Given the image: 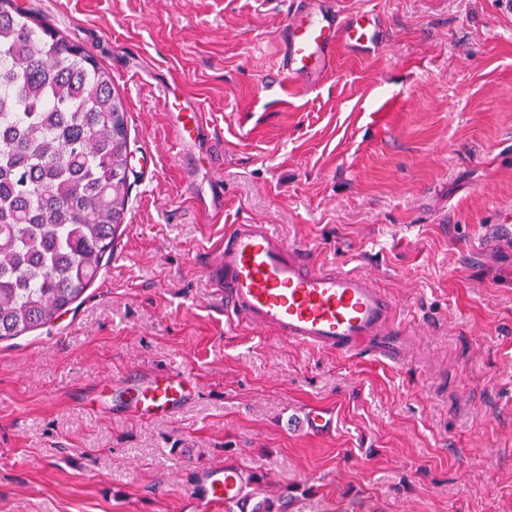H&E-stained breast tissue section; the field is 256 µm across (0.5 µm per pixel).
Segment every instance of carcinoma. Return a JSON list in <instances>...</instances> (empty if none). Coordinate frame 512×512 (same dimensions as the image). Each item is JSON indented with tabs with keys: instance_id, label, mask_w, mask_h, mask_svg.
Wrapping results in <instances>:
<instances>
[{
	"instance_id": "carcinoma-1",
	"label": "carcinoma",
	"mask_w": 512,
	"mask_h": 512,
	"mask_svg": "<svg viewBox=\"0 0 512 512\" xmlns=\"http://www.w3.org/2000/svg\"><path fill=\"white\" fill-rule=\"evenodd\" d=\"M128 156L111 75L0 0V340L53 322L90 287L127 207ZM291 498L252 512H288Z\"/></svg>"
}]
</instances>
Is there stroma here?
Listing matches in <instances>:
<instances>
[{
  "label": "stroma",
  "mask_w": 512,
  "mask_h": 512,
  "mask_svg": "<svg viewBox=\"0 0 512 512\" xmlns=\"http://www.w3.org/2000/svg\"><path fill=\"white\" fill-rule=\"evenodd\" d=\"M18 3L110 72L131 189L83 297L0 341V512H183L221 462L292 488L290 512H512V10L340 0L385 46L300 87L279 69L294 0ZM171 90L207 111L181 155ZM229 224L371 273L416 318L408 361L227 327L207 264ZM172 370L197 387L174 417L113 389Z\"/></svg>",
  "instance_id": "35a3bbf8"
}]
</instances>
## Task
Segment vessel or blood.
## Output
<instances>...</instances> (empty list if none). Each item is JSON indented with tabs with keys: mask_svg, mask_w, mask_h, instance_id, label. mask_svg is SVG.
I'll list each match as a JSON object with an SVG mask.
<instances>
[{
	"mask_svg": "<svg viewBox=\"0 0 512 512\" xmlns=\"http://www.w3.org/2000/svg\"><path fill=\"white\" fill-rule=\"evenodd\" d=\"M383 34L369 10H341L336 0H308L286 23L281 70L307 86L333 70L338 50L373 51ZM205 120L202 108L177 113L176 147L187 146ZM210 278L224 294V315L292 344L346 356L405 361L413 322L403 320L394 300L371 276L336 264L314 265L270 224H235L224 233ZM196 392L186 375L171 371L133 386L129 400L137 417L175 416ZM242 470L219 463L196 471L184 512H221L240 499Z\"/></svg>",
	"mask_w": 512,
	"mask_h": 512,
	"instance_id": "1",
	"label": "vessel or blood"
}]
</instances>
